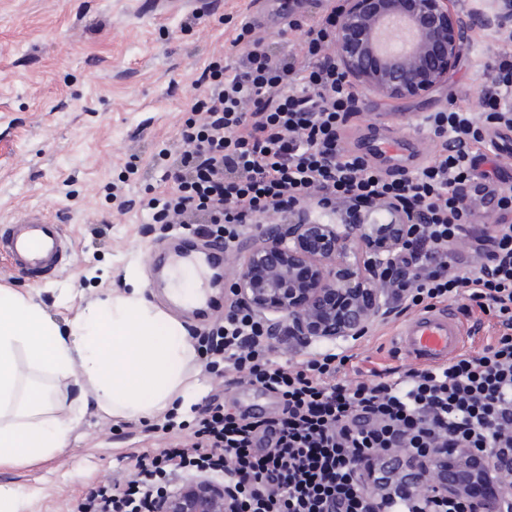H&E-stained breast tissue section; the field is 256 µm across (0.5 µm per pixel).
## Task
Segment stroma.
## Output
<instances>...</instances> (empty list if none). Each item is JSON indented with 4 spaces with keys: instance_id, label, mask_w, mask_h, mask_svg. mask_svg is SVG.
<instances>
[{
    "instance_id": "obj_1",
    "label": "stroma",
    "mask_w": 512,
    "mask_h": 512,
    "mask_svg": "<svg viewBox=\"0 0 512 512\" xmlns=\"http://www.w3.org/2000/svg\"><path fill=\"white\" fill-rule=\"evenodd\" d=\"M196 17L186 27L188 17ZM260 17L269 42L280 26L265 0H192L155 8L150 0H0V224L35 207L62 224L73 253L63 272L41 284L13 272L0 256V284L42 300L58 322L85 301L118 287L128 268L152 280L147 253L168 239L141 206L167 190L154 158L187 117L197 82L213 55L229 52L243 17ZM473 29L466 54L432 94L399 103L363 94L346 145L376 154L375 131L396 126L421 153L435 144L413 122L464 99L480 112L478 90L496 44ZM153 301L188 329L205 328L190 311L151 287ZM382 324L347 348L374 367L403 364ZM194 413L165 412L148 423L117 421L87 407L68 448L0 468L17 486L24 512H79L99 477L133 455L190 437Z\"/></svg>"
}]
</instances>
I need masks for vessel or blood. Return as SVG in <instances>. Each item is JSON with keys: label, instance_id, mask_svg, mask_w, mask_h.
Listing matches in <instances>:
<instances>
[{"label": "vessel or blood", "instance_id": "vessel-or-blood-1", "mask_svg": "<svg viewBox=\"0 0 512 512\" xmlns=\"http://www.w3.org/2000/svg\"><path fill=\"white\" fill-rule=\"evenodd\" d=\"M72 253L71 244L61 225L42 211L28 210L0 225V255L12 268L34 283L58 276ZM225 250L209 242L199 248L169 252L151 251L147 262L169 273L177 264L194 267L204 279H212L223 267ZM463 334L459 318L450 308H430L416 318L404 322L395 333L396 349L413 362L424 366H440L459 353Z\"/></svg>", "mask_w": 512, "mask_h": 512}]
</instances>
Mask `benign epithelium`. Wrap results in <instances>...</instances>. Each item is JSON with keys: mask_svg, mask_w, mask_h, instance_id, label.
<instances>
[{"mask_svg": "<svg viewBox=\"0 0 512 512\" xmlns=\"http://www.w3.org/2000/svg\"><path fill=\"white\" fill-rule=\"evenodd\" d=\"M505 0L463 12L457 0H339L331 60L355 86L390 101L422 97L448 77L468 51V32L497 26ZM411 221L390 201L370 205L355 220L315 213L301 202L286 224H267L228 245L234 275L228 310L250 309L277 340L303 347L356 341L389 315L394 304L387 269L410 239ZM448 449L426 458L383 454L394 470L375 512L396 495L415 496L432 468L431 499L461 501L467 512H512L503 486L467 498L469 462L442 469ZM232 487L206 474L190 475L161 493L157 512H237Z\"/></svg>", "mask_w": 512, "mask_h": 512, "instance_id": "obj_1", "label": "benign epithelium"}]
</instances>
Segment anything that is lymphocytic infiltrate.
Listing matches in <instances>:
<instances>
[{"label":"lymphocytic infiltrate","mask_w":512,"mask_h":512,"mask_svg":"<svg viewBox=\"0 0 512 512\" xmlns=\"http://www.w3.org/2000/svg\"><path fill=\"white\" fill-rule=\"evenodd\" d=\"M311 22L291 16L271 50L253 22H241L235 59L214 58L174 142L161 151L172 186L145 207L165 229L192 228L232 241L248 225L287 223L305 199L359 208L386 198L415 217L414 237L391 273L397 312L465 300L493 320L481 349L439 369L369 370L343 384L350 355L317 352L300 362L276 355L245 309L217 320L198 347L235 383L275 394V416L231 410L209 396L190 440H172L101 478L80 512H153L159 491L205 470L235 483L240 512H372L373 488L349 467L372 470L379 451L482 448L472 458L469 497L484 490L497 449L512 448V191L489 183L495 164L486 127L512 129V27L487 37L499 46L480 93L486 110L425 115L438 139L415 170L394 172L347 150L342 130L361 109L357 88L325 58L335 0ZM496 212L476 227L475 206Z\"/></svg>","instance_id":"obj_1"}]
</instances>
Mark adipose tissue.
I'll return each mask as SVG.
<instances>
[{"instance_id":"obj_1","label":"adipose tissue","mask_w":512,"mask_h":512,"mask_svg":"<svg viewBox=\"0 0 512 512\" xmlns=\"http://www.w3.org/2000/svg\"><path fill=\"white\" fill-rule=\"evenodd\" d=\"M29 365L21 367L18 352ZM199 353L187 327L154 304L133 274L61 328L31 294L0 286V467L54 456L87 405L116 419L186 413ZM81 383L84 399L58 385Z\"/></svg>"}]
</instances>
